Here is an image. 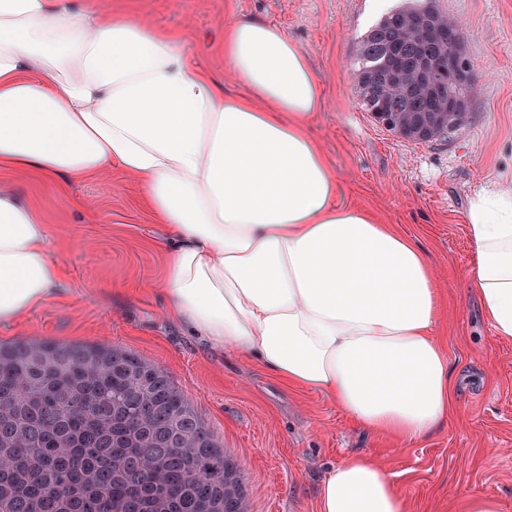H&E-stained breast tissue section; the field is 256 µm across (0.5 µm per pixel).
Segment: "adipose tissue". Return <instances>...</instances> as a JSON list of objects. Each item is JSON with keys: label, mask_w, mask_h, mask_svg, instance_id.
<instances>
[{"label": "adipose tissue", "mask_w": 512, "mask_h": 512, "mask_svg": "<svg viewBox=\"0 0 512 512\" xmlns=\"http://www.w3.org/2000/svg\"><path fill=\"white\" fill-rule=\"evenodd\" d=\"M218 87L184 30L104 6L0 0V171L76 184L132 177L161 224L166 319L322 395L357 429L414 442L452 422L440 293L418 241L340 197L309 133L323 88L278 26L224 25ZM469 293L512 341V188L490 182L465 213ZM48 223L0 188V323L54 299L66 275ZM318 512H405L391 474L344 456Z\"/></svg>", "instance_id": "1"}]
</instances>
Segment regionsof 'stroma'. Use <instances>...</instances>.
<instances>
[{
	"label": "stroma",
	"instance_id": "obj_1",
	"mask_svg": "<svg viewBox=\"0 0 512 512\" xmlns=\"http://www.w3.org/2000/svg\"><path fill=\"white\" fill-rule=\"evenodd\" d=\"M106 2L138 9L158 26L188 29L192 50L228 89L236 83L220 47L225 21L247 15L277 24L303 48L325 89L310 132L342 187L431 257L445 300L437 330L458 374L461 418L413 443L370 435L350 427L326 398L286 388L167 321L155 289L168 263L161 229L134 183L116 170L70 186L69 207L60 205L54 184L0 174V185L45 210L50 252L67 269L53 301L25 321L0 325V343L105 344L164 368L237 464L248 512H316L326 473L358 451L393 476L407 512H457L473 493L497 497L512 512V341L494 338L465 292L464 224L482 185H512V0H435L466 29L474 88L469 125L429 143L375 122L355 83L360 37L404 0Z\"/></svg>",
	"mask_w": 512,
	"mask_h": 512
}]
</instances>
